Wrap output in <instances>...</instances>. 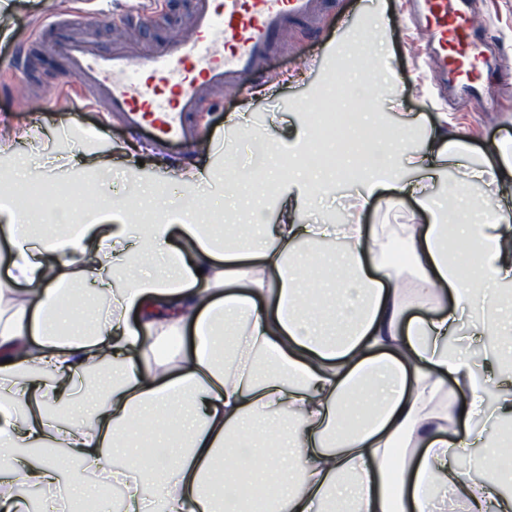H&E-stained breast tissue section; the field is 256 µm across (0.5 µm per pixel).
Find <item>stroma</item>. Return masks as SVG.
Instances as JSON below:
<instances>
[{"mask_svg":"<svg viewBox=\"0 0 512 512\" xmlns=\"http://www.w3.org/2000/svg\"><path fill=\"white\" fill-rule=\"evenodd\" d=\"M127 5V0H0V28L10 32L9 50L0 53V137L15 130L29 131L34 137L60 133L75 124L93 132L100 147L117 148L105 176L91 174L70 184L63 169L29 144H21L40 181L63 187L72 198H80L86 189L101 192L108 187L124 197L136 195L142 182L172 179L185 167L214 163L218 159L212 144L229 138L234 151L221 160L224 179L234 189L229 194L207 189L205 218L219 225L243 223L253 196L262 190L261 185L251 184L253 173L267 177L275 171L287 177V168H274V159L287 153L296 127H312V113L327 111V88L345 84L336 61L343 43L361 66L360 94L373 106L383 127L395 128L413 117L428 127L444 112L474 153L492 152L502 138L512 136V0H470L467 6L479 17V29L486 38L489 68L484 84L493 92L489 101L467 96L443 80L424 58V37L398 0H328L317 24L289 26L287 39L256 73L202 100L194 120L203 149L170 159L106 113L86 105L78 80L64 73L55 31L42 33L39 43L31 41L40 22L61 16L68 21L69 35L92 41L104 54L129 51L143 63L174 35L188 33L193 0H156L154 12L138 18L125 15ZM379 13L386 24L376 30L371 23ZM21 48L30 52L31 64L25 68L13 61L14 51ZM34 89L41 94L36 110L27 103ZM229 112L249 113V125L226 130L224 116ZM255 143L265 146V160L254 158L251 146ZM350 193L345 178L335 177L328 191L318 193L303 221H342Z\"/></svg>","mask_w":512,"mask_h":512,"instance_id":"1","label":"stroma"}]
</instances>
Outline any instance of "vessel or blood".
<instances>
[{
	"label": "vessel or blood",
	"instance_id": "vessel-or-blood-1",
	"mask_svg": "<svg viewBox=\"0 0 512 512\" xmlns=\"http://www.w3.org/2000/svg\"><path fill=\"white\" fill-rule=\"evenodd\" d=\"M322 7L323 0H195L190 33L149 62L161 82L157 89L132 80L139 62L130 52L103 55L91 41L64 35L57 48L101 111L147 132L160 147L186 148L197 139L191 116L199 101L255 72L289 24L310 22ZM421 7L434 36L446 43L452 24L448 0H421Z\"/></svg>",
	"mask_w": 512,
	"mask_h": 512
}]
</instances>
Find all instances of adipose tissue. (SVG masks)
Returning a JSON list of instances; mask_svg holds the SVG:
<instances>
[{
  "instance_id": "1",
  "label": "adipose tissue",
  "mask_w": 512,
  "mask_h": 512,
  "mask_svg": "<svg viewBox=\"0 0 512 512\" xmlns=\"http://www.w3.org/2000/svg\"><path fill=\"white\" fill-rule=\"evenodd\" d=\"M299 133L288 159L296 173L275 191V223L255 207V232L217 239L195 204L213 181L209 168L149 182L125 209L157 205L158 219L129 224L102 205L78 227L49 233L48 216L18 193L0 194V237L8 243L0 279V512H30L28 493L73 512L85 475L104 469L135 422H152L154 459L125 448L119 469L122 512H146L143 487L156 485L157 512H245L236 485L263 478L268 512H512L503 489L512 448L486 442L481 420L512 421V138L492 155L464 150L447 121L428 127L422 149L385 143L378 164L354 158L361 173L348 218L334 234L297 213L327 177L299 171L308 146ZM70 172L101 174L111 152L62 154ZM415 173L404 182L400 168ZM460 173L458 198L472 187L493 200L478 219L458 222L436 201L434 179ZM383 188L391 205L414 200L428 223L382 225L361 218ZM184 236L172 245L174 231ZM462 240L473 257L454 248ZM333 241V300L302 295L307 246ZM404 253L413 268L404 286ZM164 254L165 274L142 273ZM108 302L106 316L84 322L63 313L73 290ZM430 306L431 317L413 316ZM191 345H184L185 330ZM495 337L484 360L470 346ZM112 356L104 397L83 381L101 353ZM496 386L487 408L484 392ZM81 402L83 416L63 420L57 403ZM484 445L475 475L456 464Z\"/></svg>"
}]
</instances>
